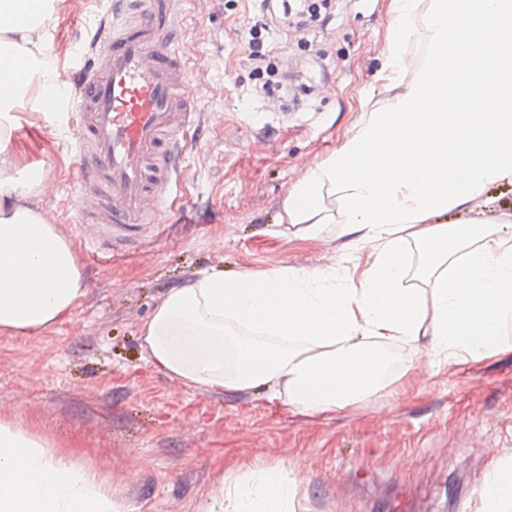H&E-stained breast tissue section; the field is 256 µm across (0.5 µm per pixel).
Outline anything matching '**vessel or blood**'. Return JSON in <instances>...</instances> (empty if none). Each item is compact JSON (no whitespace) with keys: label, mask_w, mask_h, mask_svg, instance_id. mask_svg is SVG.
Segmentation results:
<instances>
[{"label":"vessel or blood","mask_w":512,"mask_h":512,"mask_svg":"<svg viewBox=\"0 0 512 512\" xmlns=\"http://www.w3.org/2000/svg\"><path fill=\"white\" fill-rule=\"evenodd\" d=\"M185 2L110 0L91 65L43 105L72 110L80 224L129 238L162 221L199 110L181 50Z\"/></svg>","instance_id":"1"}]
</instances>
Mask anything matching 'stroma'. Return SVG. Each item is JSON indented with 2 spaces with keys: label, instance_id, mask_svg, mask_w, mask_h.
<instances>
[{
  "label": "stroma",
  "instance_id": "obj_1",
  "mask_svg": "<svg viewBox=\"0 0 512 512\" xmlns=\"http://www.w3.org/2000/svg\"><path fill=\"white\" fill-rule=\"evenodd\" d=\"M388 0H328L297 28L261 0H188L183 51L200 91V132L172 185L186 224L109 245L77 227L75 134L67 115L15 109L14 149L44 159L46 191L25 202L74 245L87 292L62 323L0 334V420L96 469L119 512H203L252 470L285 465L296 512H478L493 466L512 469V348L433 358L385 348L395 382L369 400L304 415L263 393L194 388L149 359L142 326L167 292L208 272L324 269L349 239L280 224L298 175L364 115L385 46ZM105 0H57L48 29L61 73L82 66ZM283 88L250 60L254 25Z\"/></svg>",
  "mask_w": 512,
  "mask_h": 512
}]
</instances>
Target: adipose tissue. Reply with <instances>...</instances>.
<instances>
[{
    "mask_svg": "<svg viewBox=\"0 0 512 512\" xmlns=\"http://www.w3.org/2000/svg\"><path fill=\"white\" fill-rule=\"evenodd\" d=\"M54 0H0V333L39 331L86 293L75 249L25 199L11 147L30 86L62 85L50 61ZM376 93L365 123L306 167L279 221L321 237L339 225L351 252L326 270L204 274L170 289L143 327L154 364L183 384L264 390L320 414L389 385L385 347L428 340L432 355L496 352L512 331V213L488 219L486 191L512 183V0H390ZM461 218L448 222L449 213ZM367 253L361 280L351 257ZM417 287H407V279ZM0 512H113L94 471L0 422ZM208 512H294L286 469L251 492L217 491Z\"/></svg>",
    "mask_w": 512,
    "mask_h": 512,
    "instance_id": "1",
    "label": "adipose tissue"
}]
</instances>
